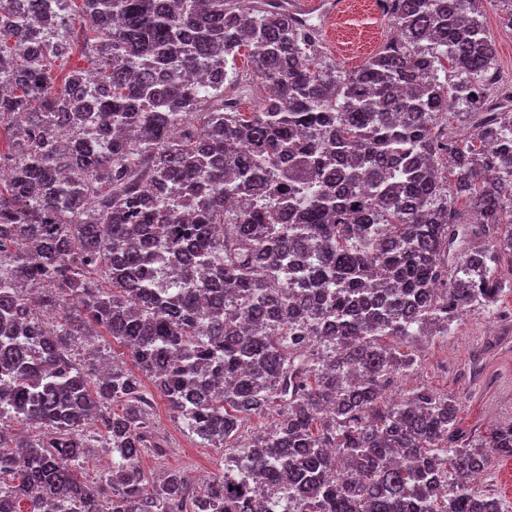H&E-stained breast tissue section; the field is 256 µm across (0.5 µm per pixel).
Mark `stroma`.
Listing matches in <instances>:
<instances>
[{
  "label": "stroma",
  "instance_id": "35a3bbf8",
  "mask_svg": "<svg viewBox=\"0 0 512 512\" xmlns=\"http://www.w3.org/2000/svg\"><path fill=\"white\" fill-rule=\"evenodd\" d=\"M310 20L322 28L324 60L344 70L362 65L394 34L391 22L372 11L335 17L314 12ZM406 346L418 356L420 367L401 379L402 389L425 386L448 392L465 434L485 435L512 420L511 293L503 294L494 314L468 313L452 325L446 338L420 336ZM153 423L170 448L160 458L144 455L145 471L202 470L212 478L223 474L228 449L199 447L164 400L155 402Z\"/></svg>",
  "mask_w": 512,
  "mask_h": 512
}]
</instances>
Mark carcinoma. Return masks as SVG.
<instances>
[{"label":"carcinoma","instance_id":"1","mask_svg":"<svg viewBox=\"0 0 512 512\" xmlns=\"http://www.w3.org/2000/svg\"><path fill=\"white\" fill-rule=\"evenodd\" d=\"M493 1L512 28V0H387L395 37L346 73L288 0H81L82 36L73 0H0V512H269L294 489L299 512H503L472 477L512 422L476 439L446 393L385 397L408 339L512 288ZM111 343L133 368L103 369ZM156 393L205 448L280 419L236 445L249 479L192 485L141 467ZM93 448L118 460L89 486Z\"/></svg>","mask_w":512,"mask_h":512}]
</instances>
